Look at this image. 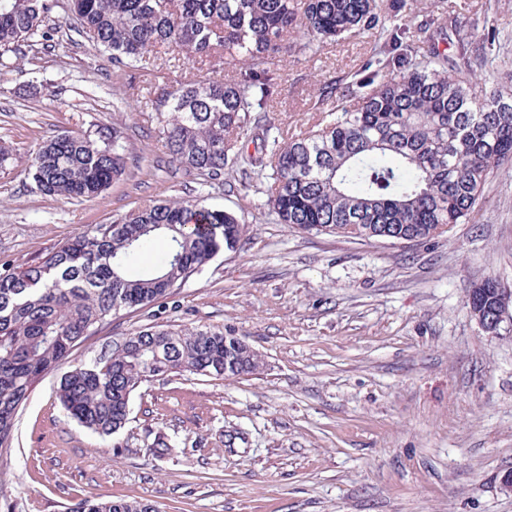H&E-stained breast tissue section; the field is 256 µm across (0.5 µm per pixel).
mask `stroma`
I'll list each match as a JSON object with an SVG mask.
<instances>
[{"mask_svg": "<svg viewBox=\"0 0 512 512\" xmlns=\"http://www.w3.org/2000/svg\"><path fill=\"white\" fill-rule=\"evenodd\" d=\"M456 13L499 32L512 58V0H406L415 29ZM59 48L34 36L0 52V270L38 263L77 234L161 201L203 200L247 231L154 304L117 313L41 377L21 406L0 512H77L102 496L160 512H512L500 477L512 468V330L485 333L473 285L512 286V173H491L473 221L429 242L306 234L263 208L269 173L213 181L171 163L151 91L222 76L178 52L120 69L81 36L58 0L47 21ZM379 45L367 32L278 62L270 114L296 133L347 86ZM124 129L136 165L100 195L42 194L29 168L62 133ZM245 337L256 373H168L133 394L129 420L102 437L62 407L61 378L147 328ZM176 453L156 456L158 435Z\"/></svg>", "mask_w": 512, "mask_h": 512, "instance_id": "35a3bbf8", "label": "stroma"}]
</instances>
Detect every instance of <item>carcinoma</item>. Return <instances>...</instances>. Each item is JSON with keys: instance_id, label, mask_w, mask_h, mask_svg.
I'll use <instances>...</instances> for the list:
<instances>
[{"instance_id": "cac0c4a2", "label": "carcinoma", "mask_w": 512, "mask_h": 512, "mask_svg": "<svg viewBox=\"0 0 512 512\" xmlns=\"http://www.w3.org/2000/svg\"><path fill=\"white\" fill-rule=\"evenodd\" d=\"M81 32L120 67L153 50L224 65V78L163 90L155 110L168 112L162 135L171 161L218 179L238 165L269 168L262 206L280 224L306 233L360 240L428 242L474 215L491 172L512 169V90L488 87L495 76L497 32L473 46L472 25L428 15L417 26L422 50L406 28L387 24L384 0H68ZM53 0H0V50L54 34L45 21ZM300 49L371 30L383 56L368 59L298 135L271 133L267 119L280 94L275 60ZM455 53L448 54L444 45ZM397 76L387 78L384 72ZM256 144L249 153V144ZM122 132L96 139L61 134L35 153L30 174L47 196L99 195L126 172ZM244 226L226 210L196 202L155 204L83 233L39 263L0 272V450L33 384L117 312L155 303L223 250ZM167 246L155 252V240ZM156 254L151 274L127 268ZM255 373L261 355L239 336L212 330L146 328L63 377L58 397L83 427L110 436L128 420L133 392L167 372L224 376ZM77 512H159L144 500L93 497Z\"/></svg>"}]
</instances>
